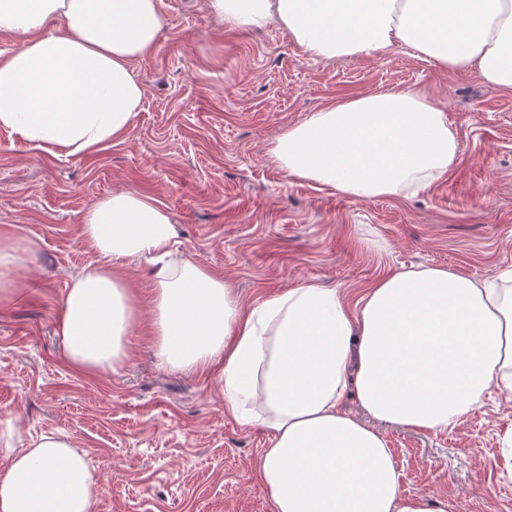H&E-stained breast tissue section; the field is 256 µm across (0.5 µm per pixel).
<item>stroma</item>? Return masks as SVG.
<instances>
[{
    "label": "stroma",
    "instance_id": "35a3bbf8",
    "mask_svg": "<svg viewBox=\"0 0 512 512\" xmlns=\"http://www.w3.org/2000/svg\"><path fill=\"white\" fill-rule=\"evenodd\" d=\"M167 25L134 63L145 88L128 134L68 158L0 129V235L35 244L0 300V433L16 445L66 433L100 478L94 512H274L256 472L269 432L224 411L213 377L161 366L146 266L119 275L140 321L117 371L66 361L55 324L72 277L96 258L80 236L117 189L163 203L186 257L251 306L303 284L357 298L384 274L442 266L482 281L512 271V91L395 46L351 61L306 58L278 24L229 29L207 0H161ZM386 87L424 93L459 140L448 175L414 197L356 201L290 177L270 144L337 99ZM404 493L451 512H512V400L491 392L443 431L381 427Z\"/></svg>",
    "mask_w": 512,
    "mask_h": 512
}]
</instances>
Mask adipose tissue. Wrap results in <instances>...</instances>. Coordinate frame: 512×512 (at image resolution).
Listing matches in <instances>:
<instances>
[{
  "mask_svg": "<svg viewBox=\"0 0 512 512\" xmlns=\"http://www.w3.org/2000/svg\"><path fill=\"white\" fill-rule=\"evenodd\" d=\"M229 28L275 21L312 60L371 57L401 45L512 91V0H208ZM58 30H47L48 22ZM166 24L159 0H0V128L81 157L126 135L145 88L132 65ZM270 157L289 175L357 201L407 197L456 164L444 110L388 87L326 105L283 132ZM171 211L118 190L83 212L97 255L73 277L56 323L83 372L120 368L139 310L119 263L150 266L151 331L166 367L217 377L224 411L272 432L257 475L274 512H448L401 488L373 421L444 430L492 389L512 393V286L443 267L397 271L352 301L305 284L245 308L223 278L175 246ZM354 387L368 421L342 409ZM0 512H92L99 479L63 433L0 446Z\"/></svg>",
  "mask_w": 512,
  "mask_h": 512,
  "instance_id": "1",
  "label": "adipose tissue"
}]
</instances>
